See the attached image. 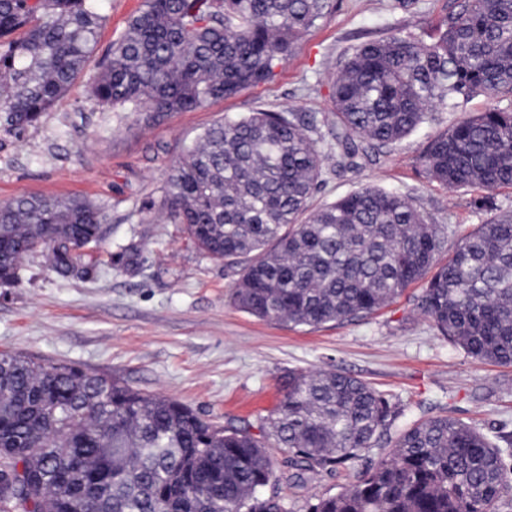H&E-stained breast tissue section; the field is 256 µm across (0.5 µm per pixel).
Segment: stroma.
<instances>
[{
    "instance_id": "1",
    "label": "stroma",
    "mask_w": 512,
    "mask_h": 512,
    "mask_svg": "<svg viewBox=\"0 0 512 512\" xmlns=\"http://www.w3.org/2000/svg\"><path fill=\"white\" fill-rule=\"evenodd\" d=\"M455 0H336L334 11L298 42L268 83L235 97L152 121L104 112L90 82L143 0H100L104 18L83 75L40 123L18 132L0 125V202L19 195L81 196L106 215L98 262L85 279L60 278L44 255L28 258L19 279L0 284V352L42 364L68 363L165 396L217 425L259 433L274 414L289 372L338 369L368 382L399 408L397 427L447 415L495 436L512 434V365L469 356L442 336L414 283L371 315L317 327L266 321L239 309L241 268L199 249L164 209L167 177L183 148L224 117L290 107L327 115L331 75L344 52L398 25L419 36ZM484 96L433 113L412 134L354 170L326 165L311 200L320 207L366 184L410 195L428 223L448 225L446 251L500 214L512 213V187L448 190L420 162L427 142L456 121L491 108ZM140 251L128 270L113 257ZM389 450L363 452L351 468L314 475L285 490L290 512L350 485Z\"/></svg>"
}]
</instances>
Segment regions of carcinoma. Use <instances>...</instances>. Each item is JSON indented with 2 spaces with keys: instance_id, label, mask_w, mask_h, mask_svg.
Instances as JSON below:
<instances>
[{
  "instance_id": "carcinoma-1",
  "label": "carcinoma",
  "mask_w": 512,
  "mask_h": 512,
  "mask_svg": "<svg viewBox=\"0 0 512 512\" xmlns=\"http://www.w3.org/2000/svg\"><path fill=\"white\" fill-rule=\"evenodd\" d=\"M335 0H144L90 86L103 111L185 112L272 80ZM103 17L98 0H0V124H38L81 77ZM332 112L258 110L206 128L166 181L170 219L214 258L241 265L238 307L319 326L371 314L427 280L419 303L473 358L512 365V215L461 237L438 263L445 225L410 196L366 185L318 211L323 163L338 169L477 95L499 102L429 140V177L455 190L512 186V0H460L426 37L389 27L331 78ZM329 126L325 140L319 124ZM106 216L82 198L0 202V282L46 253L64 278L96 261ZM397 407L340 370L288 374L259 437L216 427L78 367L0 352V512H289L274 487L352 464L391 437ZM288 451L276 474L267 440ZM512 438L448 416L417 421L393 448L309 512H497L512 494Z\"/></svg>"
}]
</instances>
